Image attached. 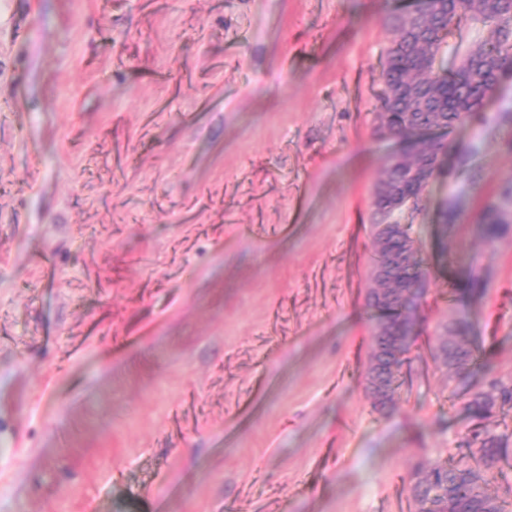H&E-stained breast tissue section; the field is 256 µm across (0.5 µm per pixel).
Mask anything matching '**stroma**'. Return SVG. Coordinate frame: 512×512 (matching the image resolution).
<instances>
[{"label":"stroma","mask_w":512,"mask_h":512,"mask_svg":"<svg viewBox=\"0 0 512 512\" xmlns=\"http://www.w3.org/2000/svg\"><path fill=\"white\" fill-rule=\"evenodd\" d=\"M414 2L0 0V512H413V466L459 456L440 325L512 376V75L443 136L481 179L425 191L379 413L372 194L403 144L376 115ZM501 224H506L495 204H488L481 217L480 227L482 236L488 241H492L500 232ZM423 293L424 288L423 291L411 292L403 301L391 306H381L368 295L369 306L380 313L373 340L375 341L381 332L387 336H407L389 338L380 334L382 337L374 342L366 378V386L370 391L384 390L383 379L378 377L377 373L387 365L393 367V362L400 357L407 344L411 343L416 322L415 314ZM408 353H409V348L406 350L404 357L399 361L398 366L394 370L388 371V373H387L388 374V382H387L386 394H385L383 400H380V401L373 400L374 409H376L380 412H384V411H388L392 407L393 402H394V396L397 392V389L400 386L399 379H400V375H401V370L406 361V355Z\"/></svg>","instance_id":"1"}]
</instances>
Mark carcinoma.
I'll return each mask as SVG.
<instances>
[{"label":"carcinoma","mask_w":512,"mask_h":512,"mask_svg":"<svg viewBox=\"0 0 512 512\" xmlns=\"http://www.w3.org/2000/svg\"><path fill=\"white\" fill-rule=\"evenodd\" d=\"M468 19L479 20L487 27L485 38L463 53L457 68L431 73L435 60L445 52L448 34ZM389 27L392 39L382 64L379 94L386 123L379 132L404 138L410 143V151L402 163L386 164L382 177L403 179V169L426 154L453 160L448 167L450 172L463 167L478 152V146L450 150L444 142L426 139V133L433 129L432 113L409 115L398 92L411 83L424 86L431 107L444 117V129L469 120L496 92L495 72L504 75L512 71V0H418L410 13L391 17ZM503 223L497 206L488 204L480 221L482 236L494 240ZM410 228L409 224L400 225L387 246L399 249L412 245ZM392 277L407 287L425 283L419 256L394 270ZM422 295L421 291L412 292L391 306L368 300L369 306L380 313L373 336L381 332L388 336L413 335ZM435 356L443 358V366L448 368V387L454 397L462 400L471 417L486 420L498 404L512 403V379L495 374L487 360L476 362L474 337L470 336L467 323L443 326ZM404 363L402 359L388 371L386 394L384 399L373 401L374 409L384 412L392 407ZM460 447L467 450L469 462H420L409 473L408 490L417 512H507L506 502L488 491V473L512 461V434L482 426L465 434Z\"/></svg>","instance_id":"carcinoma-1"}]
</instances>
